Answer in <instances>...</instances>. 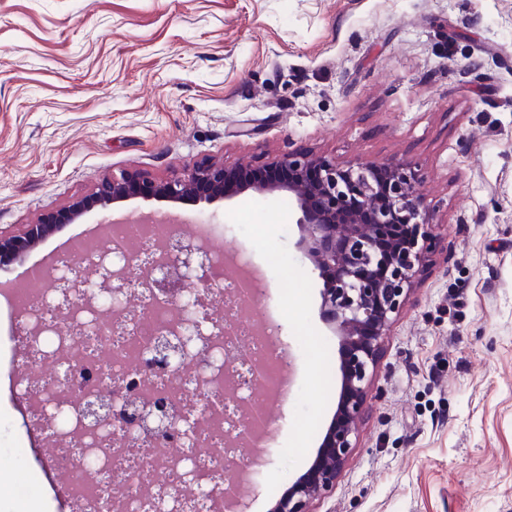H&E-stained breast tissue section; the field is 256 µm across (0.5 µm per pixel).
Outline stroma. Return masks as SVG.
<instances>
[{"label": "stroma", "mask_w": 512, "mask_h": 512, "mask_svg": "<svg viewBox=\"0 0 512 512\" xmlns=\"http://www.w3.org/2000/svg\"><path fill=\"white\" fill-rule=\"evenodd\" d=\"M291 150L415 163L448 243L386 336L358 446L313 512H512V0H0L1 230L115 171ZM198 217L267 283L235 320L277 324L289 357L247 509L270 512L336 411L338 339L287 197L165 221ZM273 249L287 267L268 265ZM25 422L0 409V465L20 452L35 468Z\"/></svg>", "instance_id": "stroma-1"}]
</instances>
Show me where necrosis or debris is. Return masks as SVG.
Returning a JSON list of instances; mask_svg holds the SVG:
<instances>
[{"mask_svg":"<svg viewBox=\"0 0 512 512\" xmlns=\"http://www.w3.org/2000/svg\"><path fill=\"white\" fill-rule=\"evenodd\" d=\"M182 236L174 224H145L134 237L126 224L113 225L108 250L120 258L135 296L124 307L105 311L91 291H53L43 278L18 304L11 336L25 349L23 406L43 446L41 473L64 489L66 512H224L225 498L242 499L256 474L240 449L247 436L260 443L266 437L269 418L254 374L268 371L271 340L248 324L224 325V283L246 266L214 249L208 225H196L192 236L208 282L195 314L216 321L208 346L223 354V365L210 368L189 353L166 375L143 370L154 343L180 331L181 315L174 302L153 297L139 268ZM96 392L177 403L171 440L158 445L119 421L79 420L74 404Z\"/></svg>","mask_w":512,"mask_h":512,"instance_id":"obj_1","label":"necrosis or debris"}]
</instances>
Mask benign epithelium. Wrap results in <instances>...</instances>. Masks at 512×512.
I'll list each match as a JSON object with an SVG mask.
<instances>
[{"label":"benign epithelium","instance_id":"7a95c632","mask_svg":"<svg viewBox=\"0 0 512 512\" xmlns=\"http://www.w3.org/2000/svg\"><path fill=\"white\" fill-rule=\"evenodd\" d=\"M271 179L256 180L252 164L203 160L165 179L122 171L101 180L79 201L53 211L21 234L0 231V269L26 254L56 224H73L97 207L119 208L137 198L175 204L213 203L246 193L286 195L299 213L297 242L323 280L322 309L339 338L341 385L334 414L309 468L279 497L271 512H311L336 487L357 446V422L366 414L369 386L385 336L402 312L429 258L448 250L433 233L421 173L410 162H339L292 151L266 163ZM197 250L182 245L145 272L156 279L170 261L184 268L183 288L198 301L191 278ZM172 422L167 405L140 413V423L162 433Z\"/></svg>","mask_w":512,"mask_h":512}]
</instances>
